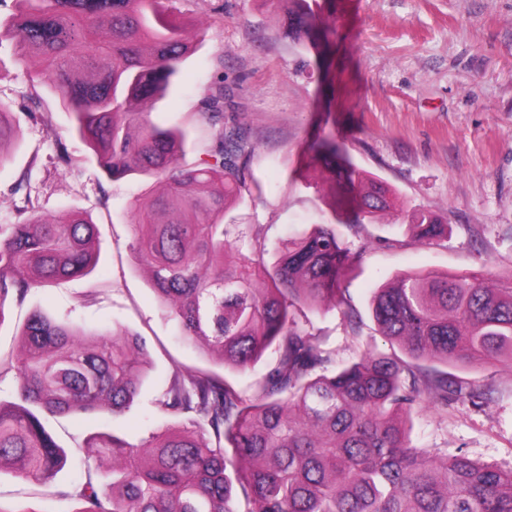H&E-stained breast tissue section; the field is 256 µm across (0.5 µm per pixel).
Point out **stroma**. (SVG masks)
<instances>
[{
  "mask_svg": "<svg viewBox=\"0 0 512 512\" xmlns=\"http://www.w3.org/2000/svg\"><path fill=\"white\" fill-rule=\"evenodd\" d=\"M188 23L195 50L175 89L161 99L134 101L160 126L190 129L189 156L211 130L199 110L217 83L233 90V108L256 145L245 175L255 189L230 209V238L275 243L301 229L333 222L324 203L330 172L304 169L310 143L342 138L353 162L396 193L393 208L374 220L337 225L343 244L359 258L345 283L346 301L319 313L300 309L295 319L337 365L367 350L391 347L369 311L372 291L409 270L498 273L512 268V0H318L323 19L336 22V42L307 52L283 35L281 12L270 0H174ZM47 63L20 57L0 40V106L17 138L0 145V225L26 215L14 184L28 175L36 212L57 224L89 211L97 226L92 247L99 260L87 277L58 281L7 300L0 324V353L19 358L18 332L36 310L85 329L112 324L141 336L150 376L122 416L80 412L52 421L60 443L74 449L94 433L113 431L128 441L148 439L162 419L155 405L173 369L210 371L248 388L273 366L267 351L247 373L221 365L178 339L177 322L151 287L137 252L132 205L160 190L156 179L132 174L119 180L102 172L93 152L72 129L60 98L45 84ZM67 149L71 164L58 154ZM425 209L444 215L445 238L425 243L408 227L407 214ZM456 376L484 389L482 407L469 401L443 407L427 402L414 419L413 444L503 468L512 467V367L459 368ZM84 466L70 457L51 487L0 474V503L32 512H70L58 493L83 482Z\"/></svg>",
  "mask_w": 512,
  "mask_h": 512,
  "instance_id": "stroma-1",
  "label": "stroma"
}]
</instances>
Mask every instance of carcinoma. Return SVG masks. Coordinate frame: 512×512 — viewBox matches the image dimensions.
<instances>
[{"label":"carcinoma","mask_w":512,"mask_h":512,"mask_svg":"<svg viewBox=\"0 0 512 512\" xmlns=\"http://www.w3.org/2000/svg\"><path fill=\"white\" fill-rule=\"evenodd\" d=\"M13 2L0 28L24 52L60 65L49 85L99 168L114 180L141 174L163 183L164 193L137 200L134 213L153 290L174 304L181 338L240 373L267 350L277 354L249 394L212 373L173 371L158 398L168 422L139 445L113 432L86 438L85 481L58 496L78 502L76 512H512V468L431 454L410 440L426 400L446 407L450 396L484 395L435 368L418 375L412 362L512 364V270L499 275L504 288L478 272L398 274L370 306L380 335L403 355L368 352L336 367L293 311L342 301L356 256L323 224L275 244L271 263L266 242L229 239L224 214L243 202L244 164L255 152L229 112L232 90L220 82L203 99L211 142L191 161L187 129L127 109L169 93L191 53L168 0ZM271 2L308 49L335 41L336 23L321 20L312 0ZM100 27L110 30L106 45L93 40ZM305 166L330 169L345 189L328 203L338 224L393 206L394 191L359 169L334 135L310 147ZM410 227L423 241L448 233L433 212L413 213ZM95 234L86 211L65 224L33 214L0 226V322L7 298L21 302L35 288L94 272ZM20 338L24 358L0 357V377L17 379L14 400H0V473L44 486L67 462L48 419L127 411L146 380L145 343L118 328L86 333L40 311ZM105 459L112 471L104 475Z\"/></svg>","instance_id":"cac0c4a2"}]
</instances>
